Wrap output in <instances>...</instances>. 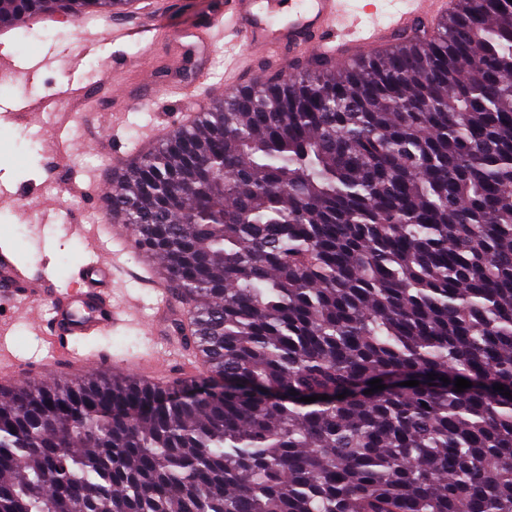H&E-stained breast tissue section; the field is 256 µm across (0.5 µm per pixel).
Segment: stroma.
I'll return each mask as SVG.
<instances>
[{
    "instance_id": "35a3bbf8",
    "label": "stroma",
    "mask_w": 512,
    "mask_h": 512,
    "mask_svg": "<svg viewBox=\"0 0 512 512\" xmlns=\"http://www.w3.org/2000/svg\"><path fill=\"white\" fill-rule=\"evenodd\" d=\"M147 15L116 16L112 20L80 23L48 22L29 26L16 22L0 28V110L27 103L33 106L59 96L67 84L84 89L75 103L45 113L42 120L26 117L0 122V182L15 195L0 199V245L9 247L17 262L34 273H46L59 288L66 287L87 259L90 245L117 253L124 264L119 283L121 296L137 311L138 326L90 336L76 343L79 352H99L128 361L147 353H177L180 343L169 327L155 334L144 325L152 320L165 298L163 289L143 277V256L134 239H114L108 230L107 207L92 193L71 194L74 183L94 177L108 183L116 159L130 157L150 126L178 123L183 102L163 92L173 80L194 83L200 68H208L212 83L224 78V46H188L173 41L160 45L147 73L129 68L128 60L140 48L117 43L108 36L113 24L144 27ZM80 40L94 42L96 50L79 67L70 64V51ZM39 55L43 65L37 76L24 74L29 57ZM66 126L68 141L52 143L48 126ZM0 324L19 363L51 359L28 314L0 300Z\"/></svg>"
}]
</instances>
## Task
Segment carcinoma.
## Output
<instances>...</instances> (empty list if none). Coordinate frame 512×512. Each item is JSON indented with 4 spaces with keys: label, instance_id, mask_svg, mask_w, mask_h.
Instances as JSON below:
<instances>
[{
    "label": "carcinoma",
    "instance_id": "obj_1",
    "mask_svg": "<svg viewBox=\"0 0 512 512\" xmlns=\"http://www.w3.org/2000/svg\"><path fill=\"white\" fill-rule=\"evenodd\" d=\"M128 172L202 373L0 398V512H512V0L255 81Z\"/></svg>",
    "mask_w": 512,
    "mask_h": 512
}]
</instances>
